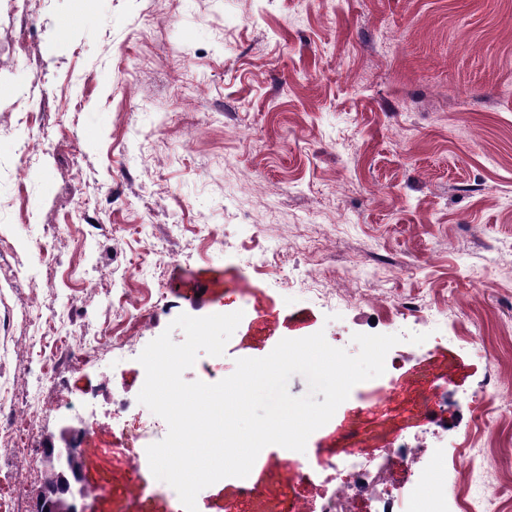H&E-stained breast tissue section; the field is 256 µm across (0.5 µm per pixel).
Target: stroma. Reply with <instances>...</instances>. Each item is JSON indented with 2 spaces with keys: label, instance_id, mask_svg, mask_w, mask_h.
<instances>
[{
  "label": "stroma",
  "instance_id": "1",
  "mask_svg": "<svg viewBox=\"0 0 512 512\" xmlns=\"http://www.w3.org/2000/svg\"><path fill=\"white\" fill-rule=\"evenodd\" d=\"M190 127L206 133L188 149ZM203 223L224 231L222 247ZM301 232L331 239L316 257L329 287L355 259L370 293L436 309L456 299L486 339L482 351L449 344L464 323L442 320L427 348L357 384L307 440L324 461L367 439H416L388 464L413 512L412 473L462 437L434 435L437 421L512 376V0H0V402L39 405L30 457L0 441L7 512H36L47 448L84 418L95 429L75 476L99 494L77 512H185L145 453L168 426L137 400L138 357L179 314L250 309L189 382H218L285 338L321 331L354 355L353 334L395 333L381 309L340 315L257 273ZM122 296L149 318L130 322ZM74 341L79 364L59 360L43 381L47 358ZM117 409L144 426L138 443L113 432ZM479 443L496 460L474 475L484 506L512 512V412ZM259 457L247 477L201 490L197 512L321 505L294 452Z\"/></svg>",
  "mask_w": 512,
  "mask_h": 512
}]
</instances>
